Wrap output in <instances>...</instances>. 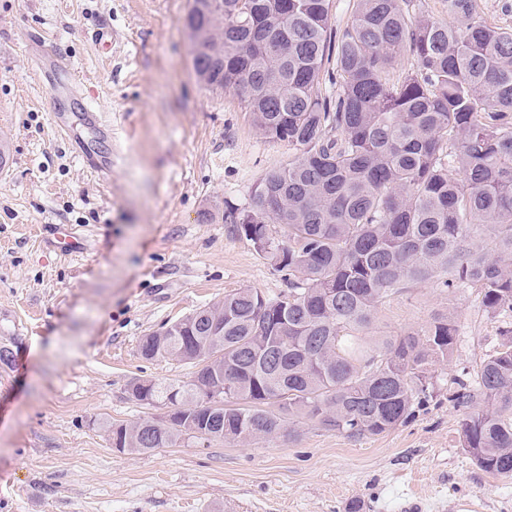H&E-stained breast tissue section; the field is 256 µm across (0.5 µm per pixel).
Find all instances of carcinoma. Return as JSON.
<instances>
[{"mask_svg": "<svg viewBox=\"0 0 512 512\" xmlns=\"http://www.w3.org/2000/svg\"><path fill=\"white\" fill-rule=\"evenodd\" d=\"M411 0H354L339 31L333 0H191L183 25L193 69L234 90L258 132L299 150L224 221L250 241L288 291L243 288L141 339L143 359L203 367L135 400L179 410L110 423L123 448H170L272 436L306 418L349 438L409 422L435 397L454 322L364 346L356 336L388 296L433 278L474 288L485 312H512V29L475 0H448L450 28ZM415 68L390 78L402 55ZM336 95L322 93L323 81ZM336 132V137L329 136ZM280 226L283 233L274 230ZM448 402L463 411V447L512 479V330ZM220 387L221 407L197 384Z\"/></svg>", "mask_w": 512, "mask_h": 512, "instance_id": "1", "label": "carcinoma"}]
</instances>
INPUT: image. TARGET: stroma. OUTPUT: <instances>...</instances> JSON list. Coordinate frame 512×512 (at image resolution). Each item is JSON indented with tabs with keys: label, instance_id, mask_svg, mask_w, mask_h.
<instances>
[{
	"label": "stroma",
	"instance_id": "1",
	"mask_svg": "<svg viewBox=\"0 0 512 512\" xmlns=\"http://www.w3.org/2000/svg\"><path fill=\"white\" fill-rule=\"evenodd\" d=\"M189 0H0V512H512V479L462 448L448 390L512 328L477 291L414 283L378 305L367 344L457 324L433 366L437 400L380 436L349 438L308 420L254 442L193 438L147 453L112 448L108 423L165 413L130 394L140 380H189L195 365L141 358L162 325L242 288L286 291L224 221L297 154L263 138L239 96L198 82L183 27ZM120 32L112 56L92 42ZM122 150L92 174L53 124L69 90L52 58ZM210 211L211 222L200 219ZM74 242L59 254L54 226Z\"/></svg>",
	"mask_w": 512,
	"mask_h": 512
}]
</instances>
